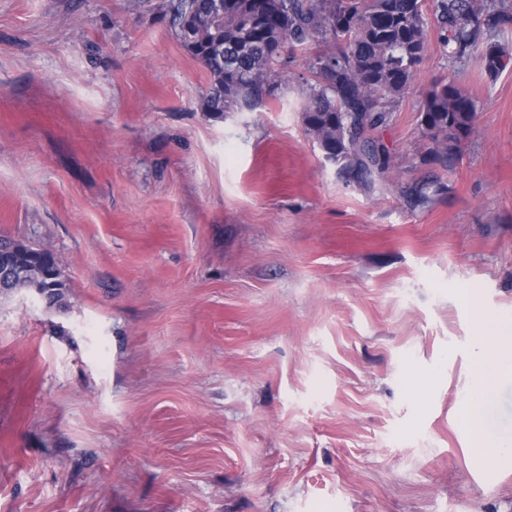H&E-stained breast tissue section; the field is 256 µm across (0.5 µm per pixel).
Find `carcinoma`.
<instances>
[{"label":"carcinoma","instance_id":"cac0c4a2","mask_svg":"<svg viewBox=\"0 0 512 512\" xmlns=\"http://www.w3.org/2000/svg\"><path fill=\"white\" fill-rule=\"evenodd\" d=\"M159 9L180 45L206 69L205 111L253 110L275 97L283 82L281 49L302 53L315 42L331 47L314 55L303 122L308 134L333 157L346 180L366 187L383 178L391 153L381 133L391 107L411 89L434 20L445 57L475 60L490 75L512 63L489 33L512 26V0H224V20L215 27L200 17L202 0H161ZM476 106L453 82H437L424 94L425 162L450 168L461 141L473 130ZM445 189L438 181L404 192L408 206L428 205ZM13 288H31L52 302L66 288L30 278Z\"/></svg>","mask_w":512,"mask_h":512}]
</instances>
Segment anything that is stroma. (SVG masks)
<instances>
[{"instance_id": "stroma-1", "label": "stroma", "mask_w": 512, "mask_h": 512, "mask_svg": "<svg viewBox=\"0 0 512 512\" xmlns=\"http://www.w3.org/2000/svg\"><path fill=\"white\" fill-rule=\"evenodd\" d=\"M159 2L0 0V237L66 283L0 295V512H512L463 423L479 320L512 322V69L430 34L368 188L306 132L309 54L202 111ZM440 80L477 112L450 171ZM484 428L512 438L511 379ZM422 137L428 141L425 162L448 170L461 141L473 130L476 106L453 82H437L424 94L420 111ZM445 189V185L438 181H428L418 184L404 192L408 206L411 208L424 207L428 205L433 196ZM53 265L55 267H58L56 260L52 258ZM59 269V267H58ZM60 271V269H59ZM66 287V283L62 278L61 271H60V278L59 280H56V283L54 286H49L48 283L41 284L39 282H36L30 278L24 277L23 279L17 280L12 289H18V288H31L35 291L39 292L41 295H44L47 299H49L51 302L58 301L63 296V290ZM42 288V289H41ZM52 288V289H48Z\"/></svg>"}]
</instances>
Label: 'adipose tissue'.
Wrapping results in <instances>:
<instances>
[{"label":"adipose tissue","mask_w":512,"mask_h":512,"mask_svg":"<svg viewBox=\"0 0 512 512\" xmlns=\"http://www.w3.org/2000/svg\"><path fill=\"white\" fill-rule=\"evenodd\" d=\"M483 338L477 355L479 384L466 413V423L474 434L476 448L494 462L512 453V442L486 435L484 413L494 400L500 382L512 378V325L482 320Z\"/></svg>","instance_id":"ef3b65f1"}]
</instances>
